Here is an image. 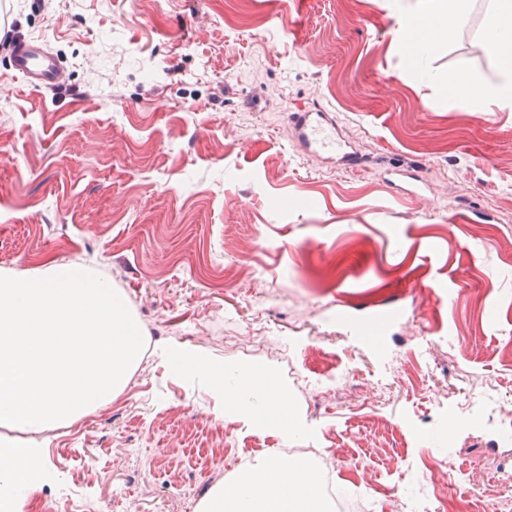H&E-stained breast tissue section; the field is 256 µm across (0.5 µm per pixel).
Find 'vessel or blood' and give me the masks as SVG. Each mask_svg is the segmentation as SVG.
<instances>
[{"mask_svg": "<svg viewBox=\"0 0 512 512\" xmlns=\"http://www.w3.org/2000/svg\"><path fill=\"white\" fill-rule=\"evenodd\" d=\"M11 56L12 71L31 87L51 89L62 80L56 57L39 40L18 38ZM290 120L295 150L332 161L349 171L362 170L361 157L342 138L334 113L318 105L291 113Z\"/></svg>", "mask_w": 512, "mask_h": 512, "instance_id": "b4317fda", "label": "vessel or blood"}]
</instances>
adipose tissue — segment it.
Segmentation results:
<instances>
[{
    "label": "adipose tissue",
    "mask_w": 512,
    "mask_h": 512,
    "mask_svg": "<svg viewBox=\"0 0 512 512\" xmlns=\"http://www.w3.org/2000/svg\"><path fill=\"white\" fill-rule=\"evenodd\" d=\"M485 43L496 59L494 81L472 87L467 78L454 84L466 98L491 101L503 109L512 107V0H493L484 25ZM227 394L241 401L260 397L255 415L284 434L299 426L285 407L273 377L265 372H235L224 367L211 371ZM42 451L32 446L0 450V495L9 497L13 512H22L32 481L39 472ZM201 512H324L320 484L303 466H288L275 457L258 461L230 488L214 489Z\"/></svg>",
    "instance_id": "ef3b65f1"
}]
</instances>
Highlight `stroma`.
Wrapping results in <instances>:
<instances>
[{"instance_id":"1","label":"stroma","mask_w":512,"mask_h":512,"mask_svg":"<svg viewBox=\"0 0 512 512\" xmlns=\"http://www.w3.org/2000/svg\"><path fill=\"white\" fill-rule=\"evenodd\" d=\"M0 28V276H101L144 347L126 387L38 435V481L110 512H199L274 455L360 512L433 492L417 435L512 405V112L453 92L491 79V0L413 64L401 34L429 0H10ZM59 59L54 90L10 74L13 36ZM320 103L374 159L360 172L285 152ZM413 165L431 200L391 184ZM262 369L303 430L226 405L206 372ZM402 360L378 387L389 356ZM481 492L512 501V447L486 422L439 442ZM339 454L334 469L327 457Z\"/></svg>"}]
</instances>
